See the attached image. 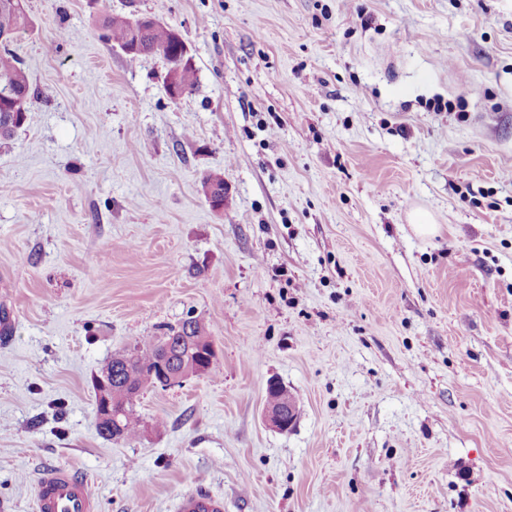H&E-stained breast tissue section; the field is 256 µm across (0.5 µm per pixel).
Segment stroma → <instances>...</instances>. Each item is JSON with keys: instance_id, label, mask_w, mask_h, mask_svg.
Masks as SVG:
<instances>
[{"instance_id": "obj_1", "label": "stroma", "mask_w": 512, "mask_h": 512, "mask_svg": "<svg viewBox=\"0 0 512 512\" xmlns=\"http://www.w3.org/2000/svg\"><path fill=\"white\" fill-rule=\"evenodd\" d=\"M28 13L10 49L48 98L0 142V498L34 512L64 465L100 512H512V0ZM107 13L178 30L192 92ZM189 315L213 371L140 394L139 442L101 438L93 376ZM138 18H130L123 15H106L100 19L99 24L103 30V37L116 44H129L134 41V33L139 30ZM167 66V74H166V82H165V88H168L172 93L175 92V84L176 86L182 91V95H185L187 93H190L197 81L196 76V68L194 63L191 65H183L178 71L175 72L176 79L174 81L175 84L172 82L171 74L174 70L178 69L175 65L169 64L166 62ZM181 95V96H182ZM180 96V97H181ZM295 407L294 399L283 386L277 380L271 379L267 384L264 412L267 425L281 432L288 431L296 420ZM178 512H224V498L207 492H190L179 499Z\"/></svg>"}]
</instances>
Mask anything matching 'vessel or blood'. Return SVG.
<instances>
[{"label":"vessel or blood","instance_id":"b4317fda","mask_svg":"<svg viewBox=\"0 0 512 512\" xmlns=\"http://www.w3.org/2000/svg\"><path fill=\"white\" fill-rule=\"evenodd\" d=\"M36 512H97L98 504L86 479L71 468L53 467L34 486ZM178 512H224L222 497L207 492L184 494Z\"/></svg>","mask_w":512,"mask_h":512}]
</instances>
